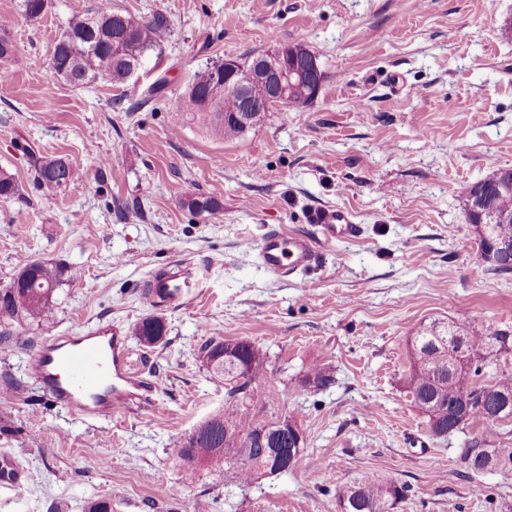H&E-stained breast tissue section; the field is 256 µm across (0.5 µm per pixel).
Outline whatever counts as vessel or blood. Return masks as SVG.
Returning <instances> with one entry per match:
<instances>
[{
    "label": "vessel or blood",
    "mask_w": 512,
    "mask_h": 512,
    "mask_svg": "<svg viewBox=\"0 0 512 512\" xmlns=\"http://www.w3.org/2000/svg\"><path fill=\"white\" fill-rule=\"evenodd\" d=\"M311 223L328 241L359 238L362 227L340 207L314 210ZM260 264L272 275L286 280L318 261L311 240L304 235L269 229L257 247ZM194 285L191 267L178 264L156 274L146 284L150 302H179ZM31 375L54 401L85 421L135 414L154 405L158 385L132 362L129 338L112 325L89 331H69L44 339L28 359Z\"/></svg>",
    "instance_id": "1"
}]
</instances>
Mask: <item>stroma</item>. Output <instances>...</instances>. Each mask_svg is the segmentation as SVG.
I'll use <instances>...</instances> for the list:
<instances>
[{"instance_id": "obj_1", "label": "stroma", "mask_w": 512, "mask_h": 512, "mask_svg": "<svg viewBox=\"0 0 512 512\" xmlns=\"http://www.w3.org/2000/svg\"><path fill=\"white\" fill-rule=\"evenodd\" d=\"M99 0H48L37 19L20 0L0 18L20 64L0 62V170L19 194L0 197V290L28 262L62 267L50 321L0 326V512H340L336 487L362 475L409 487L406 512H512V467H467L474 421L430 438L403 392L406 339L441 320L512 337V273L489 271L465 215V188L512 168V0H112L134 19L163 12L172 33L160 63L125 84L71 87L50 54L66 21ZM300 43L325 73L318 97L278 107L227 140L175 108L194 73ZM164 90L145 97L157 79ZM72 168L38 187L32 156ZM191 193L214 215L181 204ZM138 201L139 214L119 212ZM349 209L355 240L321 239L310 213ZM271 227L315 238L317 264L282 281L256 248ZM177 263L198 282L180 306L141 296ZM162 317L161 343L132 342L135 367L159 385L153 408L103 422L73 418L27 371L42 338ZM247 339L267 354L240 411L295 420L304 449L288 472L240 484L230 470L185 474L174 443L223 410L206 370L209 339ZM333 382L303 386L308 367Z\"/></svg>"}]
</instances>
